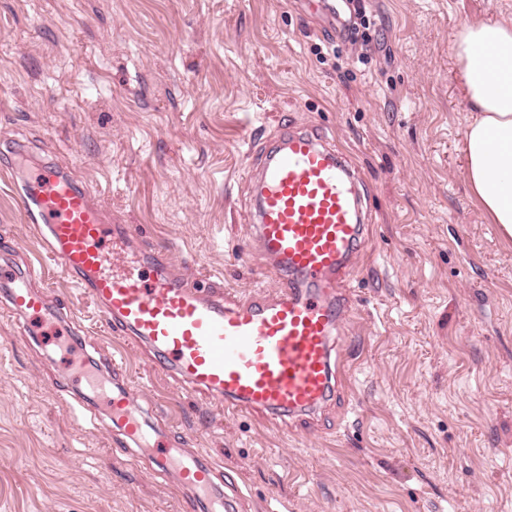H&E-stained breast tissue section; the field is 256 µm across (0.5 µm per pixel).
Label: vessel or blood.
Segmentation results:
<instances>
[{
  "mask_svg": "<svg viewBox=\"0 0 512 512\" xmlns=\"http://www.w3.org/2000/svg\"><path fill=\"white\" fill-rule=\"evenodd\" d=\"M22 178L18 196L45 249L93 300L101 319L151 352L155 369L234 414L296 418L335 397L342 300L369 240L363 180L336 144L286 125L250 178L247 232L276 278L274 298L246 302L188 285L159 255L138 252L127 224L109 223L83 189L46 162ZM35 267L0 265V294L37 331L50 309L33 289ZM114 380L107 417L135 458L173 477L203 512H238L209 461L163 435Z\"/></svg>",
  "mask_w": 512,
  "mask_h": 512,
  "instance_id": "1",
  "label": "vessel or blood"
}]
</instances>
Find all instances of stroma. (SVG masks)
<instances>
[{"label": "stroma", "instance_id": "35a3bbf8", "mask_svg": "<svg viewBox=\"0 0 512 512\" xmlns=\"http://www.w3.org/2000/svg\"><path fill=\"white\" fill-rule=\"evenodd\" d=\"M371 53L305 0H0V166L53 161L167 254L240 300L274 284L245 230L244 170L277 120L320 128L362 170L374 215L346 293L352 385L281 430L152 370L45 255L0 175V263L71 313L168 435L235 480L239 512H512V241L472 198L456 32L512 0H366ZM66 353L0 313V512H187L117 430L76 420Z\"/></svg>", "mask_w": 512, "mask_h": 512}]
</instances>
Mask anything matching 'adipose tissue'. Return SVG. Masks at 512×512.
I'll return each instance as SVG.
<instances>
[{"label":"adipose tissue","instance_id":"adipose-tissue-1","mask_svg":"<svg viewBox=\"0 0 512 512\" xmlns=\"http://www.w3.org/2000/svg\"><path fill=\"white\" fill-rule=\"evenodd\" d=\"M453 52L469 105L462 152L478 205L512 240V24L464 25Z\"/></svg>","mask_w":512,"mask_h":512}]
</instances>
